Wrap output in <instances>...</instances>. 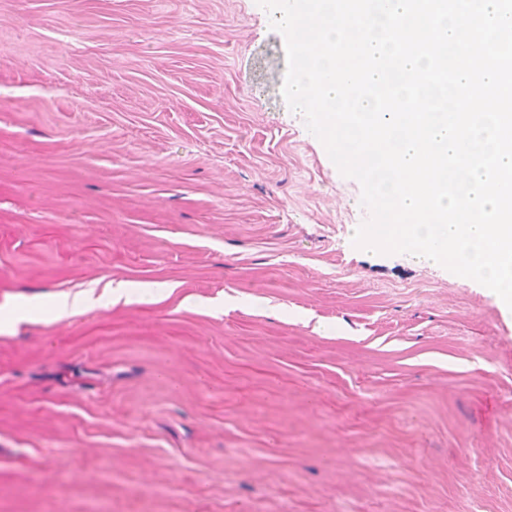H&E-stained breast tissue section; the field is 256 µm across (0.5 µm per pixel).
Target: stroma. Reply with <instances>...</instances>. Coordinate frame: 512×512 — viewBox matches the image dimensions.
I'll use <instances>...</instances> for the list:
<instances>
[{"mask_svg": "<svg viewBox=\"0 0 512 512\" xmlns=\"http://www.w3.org/2000/svg\"><path fill=\"white\" fill-rule=\"evenodd\" d=\"M286 71L256 0H0V512H512V311L344 247ZM88 307L86 301L81 298L63 296L56 300L53 314L57 320H66L82 315Z\"/></svg>", "mask_w": 512, "mask_h": 512, "instance_id": "obj_1", "label": "stroma"}]
</instances>
